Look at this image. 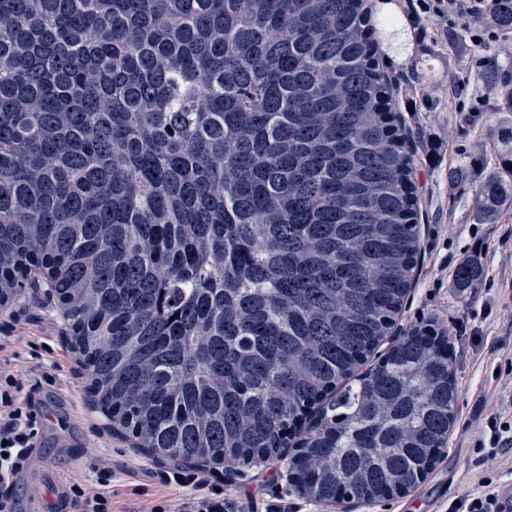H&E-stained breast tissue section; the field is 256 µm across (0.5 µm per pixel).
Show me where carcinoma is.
<instances>
[{"instance_id":"1","label":"carcinoma","mask_w":512,"mask_h":512,"mask_svg":"<svg viewBox=\"0 0 512 512\" xmlns=\"http://www.w3.org/2000/svg\"><path fill=\"white\" fill-rule=\"evenodd\" d=\"M366 0H0V302L54 274L97 403L157 458L282 448L322 502L429 473L448 333L391 339L414 155ZM512 39V0L487 16ZM483 81L512 114V79ZM512 207V149L474 198ZM482 276L464 258L462 291Z\"/></svg>"}]
</instances>
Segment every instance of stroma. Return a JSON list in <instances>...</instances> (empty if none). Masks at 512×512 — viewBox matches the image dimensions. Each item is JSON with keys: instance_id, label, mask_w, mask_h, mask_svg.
Wrapping results in <instances>:
<instances>
[{"instance_id": "obj_1", "label": "stroma", "mask_w": 512, "mask_h": 512, "mask_svg": "<svg viewBox=\"0 0 512 512\" xmlns=\"http://www.w3.org/2000/svg\"><path fill=\"white\" fill-rule=\"evenodd\" d=\"M393 13L406 29L407 48L388 56L386 71L396 87L398 111L417 153L421 253L418 277L396 328L436 323L448 332L459 398L448 444L427 478L415 489L381 502L328 505L311 500L288 482L278 456L228 470L204 463L162 460L116 434L88 392L89 377L79 364L63 308L48 288H30L0 306V336L11 341L9 365L21 382L20 397L36 415L40 446L28 460L49 467L69 483L94 487L93 468L112 472V512H182L189 489L170 483L173 473H205L241 512H445L450 498L472 482L479 442L488 438L487 420L501 410L502 365L512 358V211L495 224L478 223L473 200L478 171L449 184L448 170L481 154L493 164L503 119L495 90L482 80L488 61L512 71V48L497 41L474 49L469 24L448 25L422 0H394ZM477 256L483 277L459 293L452 280L457 264ZM51 371L37 383L33 375Z\"/></svg>"}]
</instances>
